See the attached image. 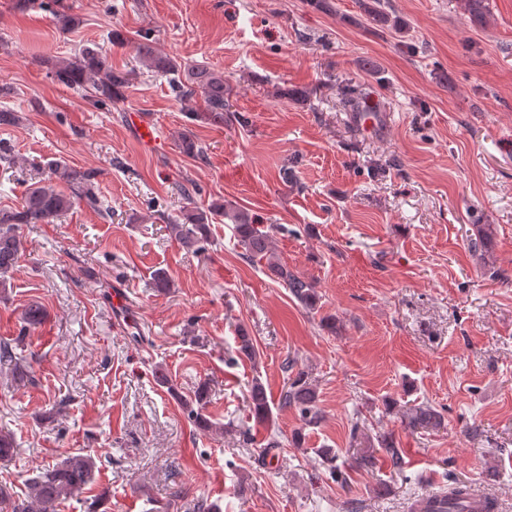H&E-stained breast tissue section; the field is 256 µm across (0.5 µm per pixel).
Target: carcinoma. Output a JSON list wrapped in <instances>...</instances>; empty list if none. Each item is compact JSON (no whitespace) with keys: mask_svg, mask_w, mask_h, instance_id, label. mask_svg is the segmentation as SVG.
<instances>
[{"mask_svg":"<svg viewBox=\"0 0 512 512\" xmlns=\"http://www.w3.org/2000/svg\"><path fill=\"white\" fill-rule=\"evenodd\" d=\"M462 9L471 23L484 26L490 15L488 0H462ZM360 10L366 21L373 26L396 28L400 21L392 17L383 0H360ZM60 30L68 32L80 23L78 15L59 6L54 11ZM136 55L147 69L171 80V90L175 97L186 101L195 96L203 100V108L199 112H190L188 117L196 122L222 125L236 122L240 125L248 123V119L233 111L229 97L231 89L224 83V73L203 65L181 70V65L173 58L162 55L154 49L148 37L136 46ZM49 73L60 82L76 90L91 91L94 102L100 106L117 107L125 102V91L131 83V72L117 70L103 54L96 43H85L73 61H65L47 57L43 60ZM369 93L358 86H350L344 95V105L355 112H366V99ZM182 153L195 157H204L205 151L197 144L193 135L185 131L177 138ZM50 177L64 184L58 189L51 184H33L24 193L21 206L16 209L0 210V288L6 289V283L18 267L22 255V236L20 226L23 224H54L76 205L84 204L98 210L101 214H109L103 207L99 193L96 174L90 170L70 166L62 161L52 160L47 163ZM221 212L232 224L237 238L238 247L242 249V257L253 264L265 268L268 276L276 280L308 311L317 310L320 300L316 284L301 274L288 268L275 252L273 231L256 222L249 212L214 204L206 209L197 206L185 207L181 218L168 225L170 235L183 248L193 253L203 251V243L208 240L209 224L213 215ZM476 237L470 240L469 248L473 254L482 255L492 247L491 230L476 226ZM152 285L158 292L166 293L173 287L169 272L157 269L152 273ZM45 308L33 302L22 311L21 320L29 326L43 323ZM237 352L248 360L256 359L257 353L252 336L244 326L237 328ZM0 367L11 370L14 382L25 385L30 381L28 371L22 365V358L17 356L11 343L0 342ZM206 399V388L200 387L194 398L181 399L189 418L197 426L208 431L213 424L202 414ZM316 389L306 380L305 374L297 373L292 378L288 389L281 395L279 407L293 409L304 425L310 427L321 421L322 413L317 406ZM248 403L251 414L259 423L270 420L272 409L270 398L262 382L255 380L248 392ZM444 421L443 414L435 408L421 406L408 416L407 426L416 428H438ZM383 458L374 455L368 448L354 459L359 468L371 470L382 463L394 473L404 470V456L397 448L391 436H380L377 439ZM322 462L327 466L330 478L340 485H345L347 473L336 464V454L331 448L318 451ZM96 462L90 455L81 453L68 455L53 465L38 469L35 476L27 482L25 498L13 499L9 488L0 485V502L13 501L12 512H50L53 507L81 493L95 478ZM468 482L452 481L448 489V508L445 512H468L466 496Z\"/></svg>","mask_w":512,"mask_h":512,"instance_id":"obj_1","label":"carcinoma"}]
</instances>
